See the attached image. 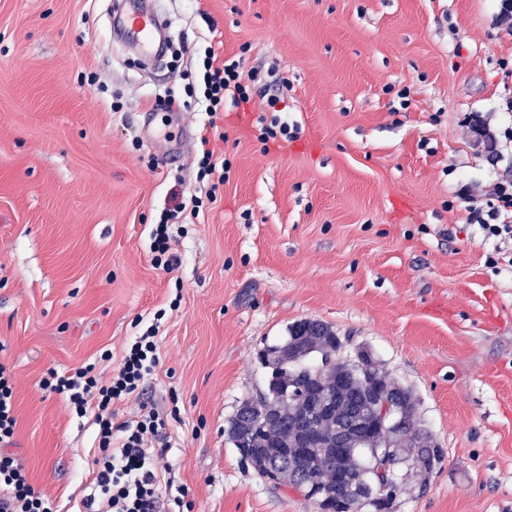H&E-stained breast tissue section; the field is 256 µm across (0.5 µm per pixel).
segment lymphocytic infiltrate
Instances as JSON below:
<instances>
[{
    "instance_id": "obj_1",
    "label": "lymphocytic infiltrate",
    "mask_w": 512,
    "mask_h": 512,
    "mask_svg": "<svg viewBox=\"0 0 512 512\" xmlns=\"http://www.w3.org/2000/svg\"><path fill=\"white\" fill-rule=\"evenodd\" d=\"M242 59L219 57L213 47H205L199 61L200 100L210 115L258 105L259 139L262 142L297 137V128L279 115L278 93L287 87L286 78L261 82L257 72H244ZM493 195L498 205L489 213L473 208L471 223L489 239H512V225L499 223L501 212L512 213V192L497 186ZM215 194L191 196L175 209L162 211L151 231L153 261L164 271L179 263L171 251L172 228L184 213L198 215L204 201ZM158 325H150L126 346L110 376H102L90 362L69 373L48 371L41 387L61 395L70 412L82 418L93 415L97 425L93 460V490L82 501V512H184L188 490L174 477L164 476L158 443L168 422V411L146 399L144 386L160 363ZM15 385L12 374L0 365V512H55L52 502L30 483L19 458L11 451L17 426L14 408ZM132 400L131 417L117 421L115 403Z\"/></svg>"
}]
</instances>
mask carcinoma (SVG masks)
Masks as SVG:
<instances>
[{"label": "carcinoma", "instance_id": "cac0c4a2", "mask_svg": "<svg viewBox=\"0 0 512 512\" xmlns=\"http://www.w3.org/2000/svg\"><path fill=\"white\" fill-rule=\"evenodd\" d=\"M340 336L316 319L299 321L268 345L262 360L271 373L263 389L230 419L228 440L258 476L309 493L343 512H391L387 490L405 480L425 490L445 449L420 426L411 389L387 376L367 346L354 358L336 357ZM400 414L381 418L382 397Z\"/></svg>", "mask_w": 512, "mask_h": 512}]
</instances>
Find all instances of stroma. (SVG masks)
Listing matches in <instances>:
<instances>
[{
    "mask_svg": "<svg viewBox=\"0 0 512 512\" xmlns=\"http://www.w3.org/2000/svg\"><path fill=\"white\" fill-rule=\"evenodd\" d=\"M114 0H0V363L14 451L57 512L92 490V417L43 391L159 321L148 397L179 415L163 462L191 512H318L224 430L262 349L317 319L410 387L447 451L394 512H512V267L468 223L512 178V16L501 0H157L178 60L137 61ZM288 80L296 140L188 103L199 49ZM169 109L153 110L156 96ZM230 164L215 187L201 138ZM215 190L157 268L159 213ZM111 361H101L103 351Z\"/></svg>",
    "mask_w": 512,
    "mask_h": 512,
    "instance_id": "stroma-1",
    "label": "stroma"
}]
</instances>
